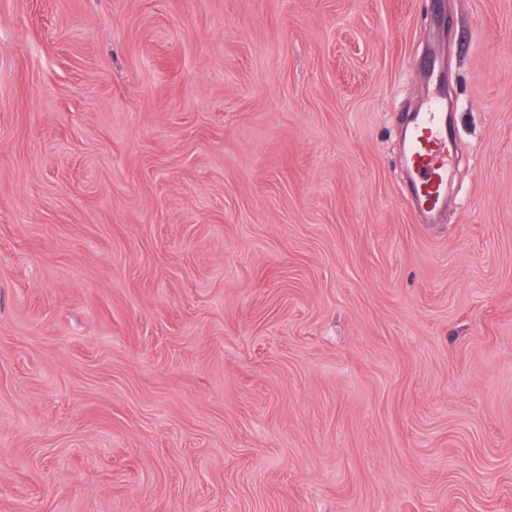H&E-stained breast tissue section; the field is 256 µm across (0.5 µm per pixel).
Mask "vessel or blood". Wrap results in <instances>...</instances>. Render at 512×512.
<instances>
[{
	"mask_svg": "<svg viewBox=\"0 0 512 512\" xmlns=\"http://www.w3.org/2000/svg\"><path fill=\"white\" fill-rule=\"evenodd\" d=\"M404 141L412 204L424 222H436L448 201L449 160L454 149L446 92L432 94L424 109L411 113Z\"/></svg>",
	"mask_w": 512,
	"mask_h": 512,
	"instance_id": "1",
	"label": "vessel or blood"
}]
</instances>
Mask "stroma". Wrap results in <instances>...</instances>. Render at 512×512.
Masks as SVG:
<instances>
[{
  "mask_svg": "<svg viewBox=\"0 0 512 512\" xmlns=\"http://www.w3.org/2000/svg\"><path fill=\"white\" fill-rule=\"evenodd\" d=\"M439 1L0 0V512H512V0ZM406 180L423 221L435 223L448 201L449 160L454 135L448 122V93L437 91L423 110L411 113L404 135Z\"/></svg>",
  "mask_w": 512,
  "mask_h": 512,
  "instance_id": "1",
  "label": "stroma"
}]
</instances>
